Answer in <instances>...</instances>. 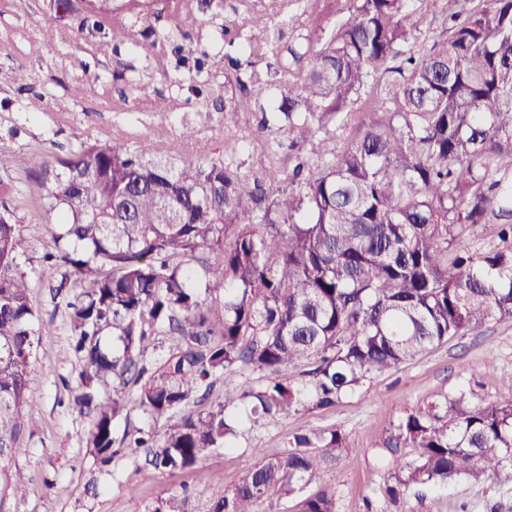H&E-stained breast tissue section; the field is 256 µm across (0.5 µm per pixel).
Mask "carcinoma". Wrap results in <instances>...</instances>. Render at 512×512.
Returning a JSON list of instances; mask_svg holds the SVG:
<instances>
[{
    "label": "carcinoma",
    "instance_id": "obj_1",
    "mask_svg": "<svg viewBox=\"0 0 512 512\" xmlns=\"http://www.w3.org/2000/svg\"><path fill=\"white\" fill-rule=\"evenodd\" d=\"M235 2L247 23L226 19L214 32L224 43V128L258 112L265 129L273 114L295 134L288 152L270 148L272 162L252 179L233 143L225 159L176 163L116 134L47 156L36 175L41 208L57 220L44 259L61 279L48 292L66 302L81 364L74 404L91 418L87 444L104 466L134 411L162 431L127 429L125 448L149 449L157 470L184 471L233 446L243 405L251 422L325 409L453 336L512 320V0H448L422 54L431 0H334L345 18L298 49L282 43L283 28L306 27L315 0L295 11L268 0L261 12ZM223 10L224 0H194L210 23ZM53 11L78 34L145 59L176 41L174 71L214 92L200 39L178 24L175 35L151 29L169 0H56ZM138 23L153 40L133 37ZM356 103L362 119L338 155L330 127ZM29 164L16 154L0 171L10 179ZM478 228L502 246L470 250ZM20 233L0 197V478L22 496L25 476L4 463L31 427L39 316ZM239 366L266 377L227 378ZM221 376L223 400L186 412ZM373 447L392 458L385 493L394 499L416 485L487 481L512 465V400L450 393ZM351 451L336 428L258 448V464L218 491L211 512H263L270 493L318 488L328 464ZM186 506L175 490L154 512ZM300 512H337L335 494L318 489Z\"/></svg>",
    "mask_w": 512,
    "mask_h": 512
}]
</instances>
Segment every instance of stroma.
I'll return each mask as SVG.
<instances>
[{
	"label": "stroma",
	"instance_id": "1",
	"mask_svg": "<svg viewBox=\"0 0 512 512\" xmlns=\"http://www.w3.org/2000/svg\"><path fill=\"white\" fill-rule=\"evenodd\" d=\"M49 0H0V68L14 71L0 87V158L30 157L31 171L17 180L10 199L21 226L19 251L39 310L41 349L51 358L35 366L26 407L39 426L24 434L8 462L29 480L24 496L0 491V512H153L160 498L186 489L189 512H208L220 489H233L251 470L260 448L286 447L292 434L336 428L345 433L351 454L332 466L325 488L336 495L338 512H399L383 493L388 467L373 446L407 411L469 387L493 400L512 399V321H489L450 338L416 360L367 382L327 409L302 410L275 422L241 427L234 447L208 451L200 471H158L127 455L101 466L86 443L89 420L70 405L79 364L65 308L49 303L45 283L57 276L42 256L50 245L47 216L37 204L34 172L45 155L62 154L76 139L108 141L133 133L135 146L175 156L205 146L221 155L227 142L239 150L236 162L257 175L268 163L267 144L287 140V128L259 130V113L245 112L238 127L225 130L211 97L196 95L189 83L176 84L144 58L115 50L106 38L68 35L48 8ZM166 96L170 112H156L153 99ZM198 124L200 143L180 138L183 117ZM414 512H512V468L483 483L458 482L416 489Z\"/></svg>",
	"mask_w": 512,
	"mask_h": 512
}]
</instances>
